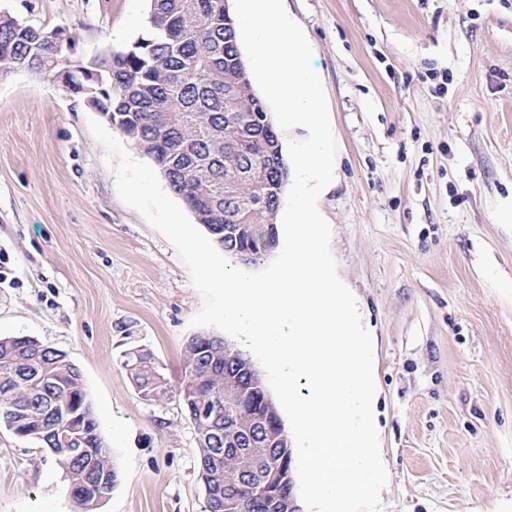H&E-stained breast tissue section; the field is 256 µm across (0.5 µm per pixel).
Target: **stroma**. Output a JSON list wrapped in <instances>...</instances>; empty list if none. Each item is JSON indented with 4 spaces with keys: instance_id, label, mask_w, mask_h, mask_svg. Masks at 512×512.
<instances>
[{
    "instance_id": "stroma-1",
    "label": "stroma",
    "mask_w": 512,
    "mask_h": 512,
    "mask_svg": "<svg viewBox=\"0 0 512 512\" xmlns=\"http://www.w3.org/2000/svg\"><path fill=\"white\" fill-rule=\"evenodd\" d=\"M321 72L340 181L321 198L374 342L385 512H512V0H285ZM150 0H0L79 55L129 47ZM32 72L0 78V337L82 371L118 480L96 512H203L195 430L124 354L178 381L201 297L118 197L88 119ZM54 457L0 427V512H74Z\"/></svg>"
}]
</instances>
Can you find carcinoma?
<instances>
[{"instance_id":"obj_1","label":"carcinoma","mask_w":512,"mask_h":512,"mask_svg":"<svg viewBox=\"0 0 512 512\" xmlns=\"http://www.w3.org/2000/svg\"><path fill=\"white\" fill-rule=\"evenodd\" d=\"M38 29H20L0 19V75L19 65L48 79L64 67L66 52L52 57ZM93 67L101 83L91 91L74 86L75 95L95 96L110 124L148 156L170 189L195 214L198 224L246 226L247 233L211 235L225 252L250 263L276 250L277 213L288 183L287 164L274 168L268 157L283 156L276 127L258 97L236 43L234 18L225 0H151L144 34L129 48L101 54ZM124 368L133 385L150 400L178 401L197 438L200 480L224 470V449L235 435L218 433L213 415H201L193 399L219 398L227 406L234 392L225 386L224 339L200 334L185 346V364L177 385L159 372L153 356L140 349L125 354ZM28 417L16 426L15 410ZM78 423L81 461L57 459L67 488L88 484L113 490L117 472L111 449L98 424L80 368L47 344L22 336L0 338V426L34 431L33 443L46 450L60 447L55 432L65 429L70 412ZM277 449L266 465L249 471V483L229 494L236 512H267L252 495L266 468L276 467Z\"/></svg>"}]
</instances>
